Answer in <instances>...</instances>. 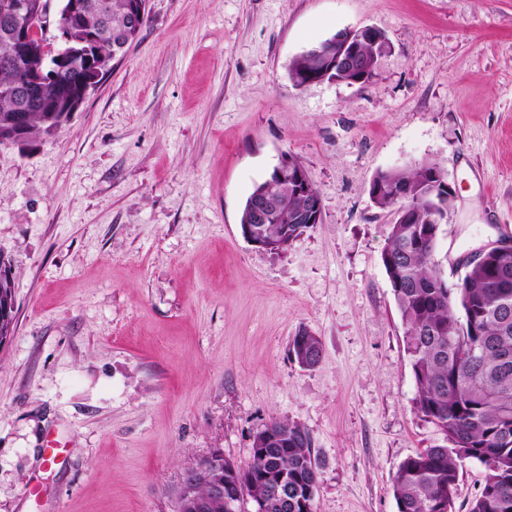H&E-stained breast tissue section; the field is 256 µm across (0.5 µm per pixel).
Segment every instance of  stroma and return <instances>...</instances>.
Wrapping results in <instances>:
<instances>
[{
  "mask_svg": "<svg viewBox=\"0 0 512 512\" xmlns=\"http://www.w3.org/2000/svg\"><path fill=\"white\" fill-rule=\"evenodd\" d=\"M149 21L55 135L0 147V512H176L185 471L239 464L274 419L308 431L317 512H397L392 477L440 444L381 261L377 172L430 159L456 198L437 258L512 240V0H148ZM388 39L363 85L302 88L338 31ZM322 220L285 252L242 236L283 154ZM322 342L292 361L299 329ZM328 39H325L318 44L306 49L303 53L295 57L290 62L288 66V78L295 87H302L303 83L305 82V75L319 72V59L315 57L312 51L315 48H319ZM289 352L291 359L298 363L300 367L313 368L320 361L322 343L318 336L307 329H301L292 337ZM303 365H306V367Z\"/></svg>",
  "mask_w": 512,
  "mask_h": 512,
  "instance_id": "35a3bbf8",
  "label": "stroma"
}]
</instances>
